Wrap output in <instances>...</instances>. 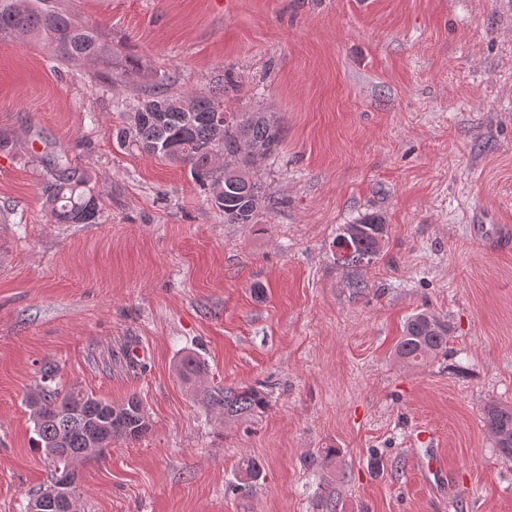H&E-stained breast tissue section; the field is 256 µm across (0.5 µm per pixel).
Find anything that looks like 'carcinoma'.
<instances>
[{"label": "carcinoma", "instance_id": "obj_1", "mask_svg": "<svg viewBox=\"0 0 512 512\" xmlns=\"http://www.w3.org/2000/svg\"><path fill=\"white\" fill-rule=\"evenodd\" d=\"M28 36L50 46L59 60L81 62L112 80L115 51L98 25L76 21L56 0H0V38ZM233 90L235 86L223 83L209 94L174 93L163 76L153 92L138 101L135 119L117 131V140L124 147L189 166L196 179L216 195L215 207L224 213V223L249 224L265 197L257 167L245 159L240 173L218 175L213 149L222 146L228 152L246 138L264 144L269 158L277 151L280 131L270 129L263 112L252 113L251 122L240 126L237 113L224 111V94ZM47 203L60 224H92L100 219L86 173L67 161L56 165ZM387 233L381 218L373 215L343 225L335 243L346 252L344 264L356 266L377 256ZM447 344L448 324L423 311L407 320L396 355L403 366L417 368L444 352ZM204 374L205 366L198 358L188 355L181 360L179 375L186 383L194 386ZM54 380L55 367L44 365L41 385L27 396L41 448L56 449L46 455L53 467L51 479L30 494L31 501L55 485L58 471L92 457V441L102 440L109 448L114 440L137 441L150 430L138 395L114 403L83 390L62 394L51 386ZM207 403L227 419H245L268 406L266 393L256 387H224L208 393ZM485 424L499 451L512 457V404L489 403Z\"/></svg>", "mask_w": 512, "mask_h": 512}]
</instances>
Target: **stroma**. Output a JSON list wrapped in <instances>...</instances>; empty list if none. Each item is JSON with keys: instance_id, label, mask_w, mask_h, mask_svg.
I'll list each match as a JSON object with an SVG mask.
<instances>
[{"instance_id": "stroma-1", "label": "stroma", "mask_w": 512, "mask_h": 512, "mask_svg": "<svg viewBox=\"0 0 512 512\" xmlns=\"http://www.w3.org/2000/svg\"><path fill=\"white\" fill-rule=\"evenodd\" d=\"M58 2L140 69L109 85L0 40V512L49 478L26 405L47 362L60 391L140 395L151 424L79 464L81 512H512V458L483 422L512 404V237L474 238L512 228V0ZM162 74L193 93L232 77L227 111L277 120L252 223L118 144ZM60 156L98 223L50 219ZM372 212L385 247L341 265V225ZM424 309L448 353L408 369L394 348ZM258 383L249 418L207 404ZM432 452L446 477L421 476Z\"/></svg>"}]
</instances>
